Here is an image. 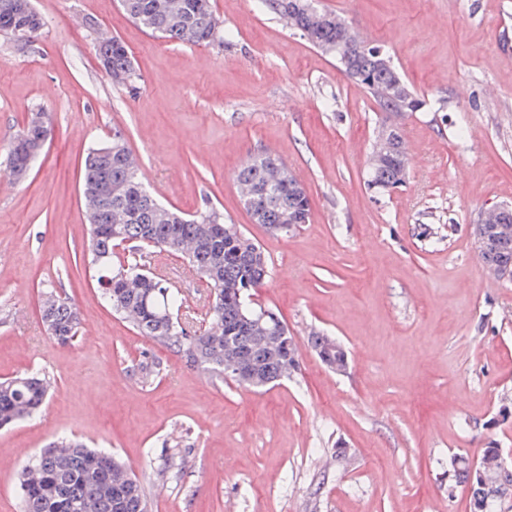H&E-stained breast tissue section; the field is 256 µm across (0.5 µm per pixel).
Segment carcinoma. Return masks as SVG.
<instances>
[{"mask_svg": "<svg viewBox=\"0 0 512 512\" xmlns=\"http://www.w3.org/2000/svg\"><path fill=\"white\" fill-rule=\"evenodd\" d=\"M121 2L135 24L170 42L207 46L223 40V29L212 25L216 14L210 0ZM268 7L313 47L335 58L342 71L379 102L390 139L378 163L368 169V184L381 190L401 186L409 158L399 119L420 111L424 100L405 82L391 56L374 57L339 13L317 8L314 0H268ZM37 17L31 0H0V27L26 22L27 43L34 42L44 26L34 22ZM97 51L109 61L112 83H132L133 61L120 39L98 41ZM108 147L109 178L116 190L112 203H102L93 193L83 195L90 218L89 252L103 300L140 335L174 349L205 374L251 387L227 370L234 356L226 349L232 348L250 356L266 384L280 381L281 364L298 356V349L293 337L278 329L281 319L258 320L261 311L254 307V291L269 274L260 247L235 225L224 223L212 207L188 218L159 202L141 181L139 164L117 129L110 142L88 151L82 176L92 174L96 154ZM235 180L255 223L274 232L310 223L309 195L275 154H255ZM120 244L132 245L137 258L115 266L112 250ZM145 245L185 259L213 288L203 330L184 327L179 318L182 294L144 264L139 251ZM479 255L489 269L512 271V208L488 214ZM41 296V320L49 334L61 344L74 341L82 327L81 310L51 287ZM51 390L52 382L40 372L1 381L0 428L36 416ZM482 458V484L470 494L473 512H502L503 501L512 497V479L500 478L493 449H485ZM19 481L23 512H148L144 487L129 468L76 438H57L23 466Z\"/></svg>", "mask_w": 512, "mask_h": 512, "instance_id": "1", "label": "carcinoma"}]
</instances>
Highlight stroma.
<instances>
[{
    "label": "stroma",
    "instance_id": "stroma-1",
    "mask_svg": "<svg viewBox=\"0 0 512 512\" xmlns=\"http://www.w3.org/2000/svg\"><path fill=\"white\" fill-rule=\"evenodd\" d=\"M33 3L37 41L0 33V136L38 111L52 127L0 196V380L37 369L54 388L36 418L0 430V512H20L21 467L60 434L116 454L151 512H471L448 479L455 457L512 452V280L488 273L472 234L483 209L512 205V0H318L426 100L401 121L409 175L390 192L367 184L385 112L264 0H214L231 37L208 46L145 32L119 0ZM106 28L131 85L99 64ZM116 127L153 195L216 208L260 245L255 302L298 344L293 379L208 377L100 300L80 174ZM261 150L311 198L310 223L285 235L252 221L235 184ZM49 285L83 313L72 344L41 323ZM315 331L345 345L346 372L311 351ZM147 357L161 371L144 383ZM98 57L105 56L110 64L112 83L127 86L132 83L134 65L131 55L120 39L112 37L97 42ZM102 62V59H101Z\"/></svg>",
    "mask_w": 512,
    "mask_h": 512
}]
</instances>
